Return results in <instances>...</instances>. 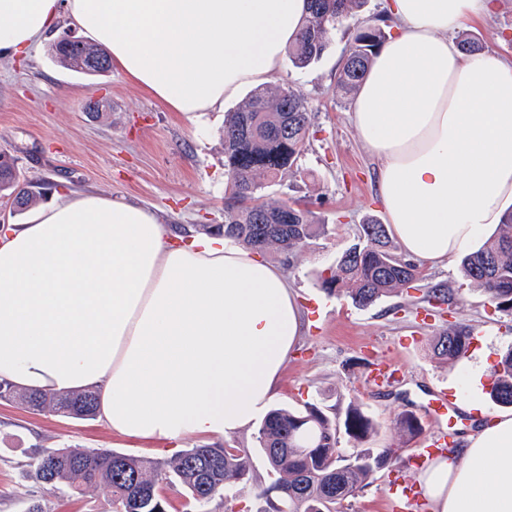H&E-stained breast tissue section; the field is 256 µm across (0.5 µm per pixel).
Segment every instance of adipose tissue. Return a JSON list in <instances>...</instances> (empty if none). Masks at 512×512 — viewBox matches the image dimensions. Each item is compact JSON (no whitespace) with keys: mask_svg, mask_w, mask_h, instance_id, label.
Returning a JSON list of instances; mask_svg holds the SVG:
<instances>
[{"mask_svg":"<svg viewBox=\"0 0 512 512\" xmlns=\"http://www.w3.org/2000/svg\"><path fill=\"white\" fill-rule=\"evenodd\" d=\"M495 0H388L397 33L354 103L406 259L433 269L484 244L512 204V60L452 35ZM306 0H0V57L60 19L174 112H218L268 83ZM303 331L282 272L217 236L178 238L142 206L69 191L0 226V381L93 390L113 433L230 437L277 398ZM418 473L433 512H512V412L489 413Z\"/></svg>","mask_w":512,"mask_h":512,"instance_id":"1","label":"adipose tissue"}]
</instances>
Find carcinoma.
<instances>
[{
  "label": "carcinoma",
  "instance_id": "obj_1",
  "mask_svg": "<svg viewBox=\"0 0 512 512\" xmlns=\"http://www.w3.org/2000/svg\"><path fill=\"white\" fill-rule=\"evenodd\" d=\"M365 2L308 0V16L288 46L291 64L303 69L317 62L330 33ZM383 42L381 28L366 24L357 29L336 73L339 92L351 95L359 89ZM51 53L62 67L84 74L90 73L91 59L105 55L85 41L71 45L57 41ZM311 121L312 112L301 91L280 85L252 89L241 106L224 116V223L174 233L188 237L203 231L245 249L276 250L288 258L296 256L308 241L326 234L328 225L315 223L309 209L286 199L268 202L263 194L298 165ZM0 193L13 197L19 211L44 195L36 181L19 184L16 161L6 153L0 154ZM461 266L463 275L484 292L496 311L512 315V209L505 212L497 232L479 251L467 254ZM320 279L327 293H342L356 306L367 308L413 287L422 273L416 263L394 251L386 225L369 220L360 225L358 242L325 269ZM470 344L471 334L456 330L434 337L432 352L439 360L456 362ZM488 395L497 405L512 406V349L495 368ZM0 400L16 402L32 413L51 410L75 419L97 416L91 390L48 395L1 381ZM341 430L354 443L348 452L339 447ZM375 432L373 419L355 405L337 418L313 403L272 408L261 421L257 442L271 471L280 475L272 488L281 493L273 497L264 491L267 508L262 512H343L344 501L396 459L391 448L375 452L360 447ZM250 468L246 450L208 445L183 450L163 461L114 450L44 447L32 462L34 479L52 489H108L113 512H168L163 488L176 483L202 509L245 482Z\"/></svg>",
  "mask_w": 512,
  "mask_h": 512
}]
</instances>
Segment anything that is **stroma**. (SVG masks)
<instances>
[{
	"label": "stroma",
	"instance_id": "35a3bbf8",
	"mask_svg": "<svg viewBox=\"0 0 512 512\" xmlns=\"http://www.w3.org/2000/svg\"><path fill=\"white\" fill-rule=\"evenodd\" d=\"M497 2L490 17L463 21L454 35L475 38L484 50L512 59V0ZM368 23L386 36L396 33L386 18L385 0H367L331 32L316 64L298 70L286 62L274 76V83L305 94L313 119L297 169L265 190L271 199L308 204L315 219L328 227L293 262L272 250L263 254L287 274L304 317L277 405L311 402L340 414L349 404H360L378 426L368 447L378 451L393 446L399 455L346 503L345 512H391V484L419 470L413 455L438 430L426 415L431 394L443 389L463 397L473 379L489 382L493 368L512 349V316L496 312L485 294L462 276L457 257L448 266L424 270L417 288L364 309L321 288L318 272L356 243L361 224L385 219L376 192L377 163L353 124V100L336 92L344 51L354 32ZM49 50L45 42L29 55L0 59V153L15 158L20 178L48 182L50 199L64 188L121 197L148 208L169 227L223 223L224 114L236 109L237 101L226 102L220 112H173L118 68L88 77L56 64ZM436 284L451 294L438 310L424 299L426 289ZM463 327L474 338L467 357L455 363L435 359L429 347L432 337ZM380 357L397 358L404 377L373 393L364 383L366 365ZM401 413L418 419L420 434L400 436L395 420ZM256 437L252 426L230 438L190 435L170 444L113 434L97 419L34 414L0 400V512H27L35 501L48 512H112L105 488L71 494L38 483L31 467L37 447L115 449L167 459L198 445L252 452L245 489L233 499L212 500L205 512H264L266 503L258 493L275 476L256 451Z\"/></svg>",
	"mask_w": 512,
	"mask_h": 512
}]
</instances>
